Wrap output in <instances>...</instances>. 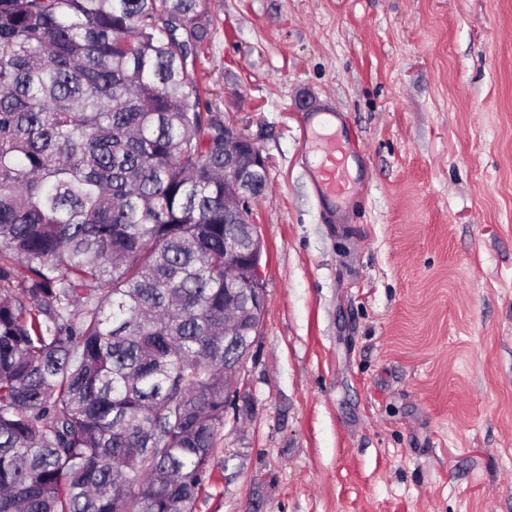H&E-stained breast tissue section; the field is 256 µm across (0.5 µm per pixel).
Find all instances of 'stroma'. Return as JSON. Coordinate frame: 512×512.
Instances as JSON below:
<instances>
[{
  "label": "stroma",
  "instance_id": "stroma-1",
  "mask_svg": "<svg viewBox=\"0 0 512 512\" xmlns=\"http://www.w3.org/2000/svg\"><path fill=\"white\" fill-rule=\"evenodd\" d=\"M267 307L195 512H512V0H205ZM363 151L336 205L306 111ZM307 112H309L308 122L311 128H332L336 131V119L341 122L343 120V117L332 107H313Z\"/></svg>",
  "mask_w": 512,
  "mask_h": 512
}]
</instances>
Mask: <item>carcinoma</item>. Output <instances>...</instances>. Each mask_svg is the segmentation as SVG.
Segmentation results:
<instances>
[{
    "instance_id": "obj_1",
    "label": "carcinoma",
    "mask_w": 512,
    "mask_h": 512,
    "mask_svg": "<svg viewBox=\"0 0 512 512\" xmlns=\"http://www.w3.org/2000/svg\"><path fill=\"white\" fill-rule=\"evenodd\" d=\"M202 5L0 0V512H194L261 315Z\"/></svg>"
}]
</instances>
